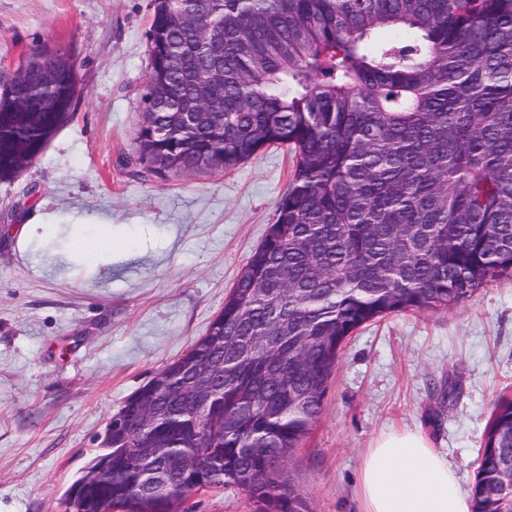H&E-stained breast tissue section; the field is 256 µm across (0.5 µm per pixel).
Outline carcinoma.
<instances>
[{
	"mask_svg": "<svg viewBox=\"0 0 512 512\" xmlns=\"http://www.w3.org/2000/svg\"><path fill=\"white\" fill-rule=\"evenodd\" d=\"M150 0L145 120L150 173L232 170L270 145L296 167L276 219L224 308L124 406L149 437L113 430L66 512H177L235 486L253 512H312L277 466L322 412L344 343L403 311L446 310L512 277V0ZM224 25V60L208 53ZM55 80L34 90L41 61ZM0 97V181L75 109L64 53L37 50ZM218 368L208 414L172 389ZM110 458L112 468H102ZM512 398L491 416L472 512H512Z\"/></svg>",
	"mask_w": 512,
	"mask_h": 512,
	"instance_id": "obj_1",
	"label": "carcinoma"
}]
</instances>
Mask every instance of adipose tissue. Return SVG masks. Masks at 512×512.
Segmentation results:
<instances>
[{"label": "adipose tissue", "instance_id": "adipose-tissue-1", "mask_svg": "<svg viewBox=\"0 0 512 512\" xmlns=\"http://www.w3.org/2000/svg\"><path fill=\"white\" fill-rule=\"evenodd\" d=\"M358 494L363 512H471L455 470L412 430L373 443L362 460Z\"/></svg>", "mask_w": 512, "mask_h": 512}]
</instances>
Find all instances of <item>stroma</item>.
<instances>
[{
	"instance_id": "1",
	"label": "stroma",
	"mask_w": 512,
	"mask_h": 512,
	"mask_svg": "<svg viewBox=\"0 0 512 512\" xmlns=\"http://www.w3.org/2000/svg\"><path fill=\"white\" fill-rule=\"evenodd\" d=\"M150 0H0V89L35 50L70 56L73 117L0 181V512H65L107 423L204 336L275 220L292 154L159 177L136 160ZM512 396V279L457 307L394 313L346 342L318 421L284 469L313 512H362V459L421 431L471 491ZM182 512H252L232 486Z\"/></svg>"
}]
</instances>
